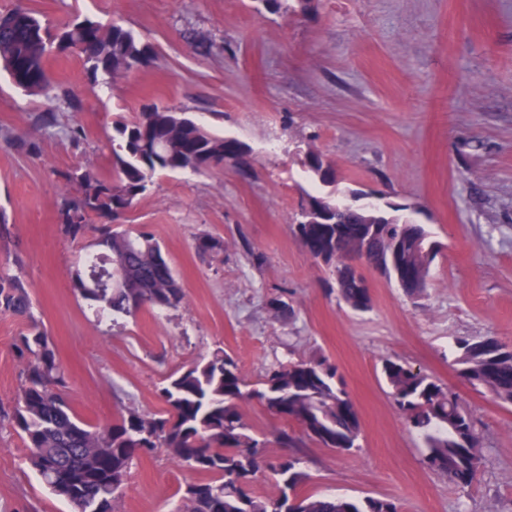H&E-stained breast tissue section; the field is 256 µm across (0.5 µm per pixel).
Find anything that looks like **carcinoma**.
Listing matches in <instances>:
<instances>
[{
	"instance_id": "carcinoma-1",
	"label": "carcinoma",
	"mask_w": 512,
	"mask_h": 512,
	"mask_svg": "<svg viewBox=\"0 0 512 512\" xmlns=\"http://www.w3.org/2000/svg\"><path fill=\"white\" fill-rule=\"evenodd\" d=\"M309 4L310 0H253V10L259 15H298L306 13ZM63 53L81 57L93 84L100 77L109 83L152 59L151 46L116 23L85 17L53 31L23 7L0 15V68L24 92L55 99L47 61ZM112 128L116 136L111 174L92 167L61 173L76 190L58 212L60 232L74 241L99 233L91 256L81 258L70 271L71 288L95 312L106 310L114 317L177 308L185 293L153 234L143 226L103 229L94 220L128 210L158 174L224 165L230 142L189 114L158 105L129 119H116ZM302 165L312 180L336 185L334 166L319 152L308 151ZM366 209L363 204L343 209L335 224L292 225L310 255L338 277V295L355 312L370 310L372 303L350 274L352 260L366 261L407 295L422 296L429 276L419 259L430 242L425 226L378 224L375 236L359 241L354 229L366 220ZM397 236L404 246L403 260L417 268L410 286L393 277L384 245L385 239ZM97 267L112 271L127 287H89L88 271ZM29 288L20 275L0 270V312L29 321L15 343L22 366L20 387L5 417L42 482L71 506V512H117L134 459L157 448L209 476L187 485L173 512H400L388 499L301 492L308 477L298 469L299 449L311 442L349 452L357 447L361 433L354 403L336 366L327 359L278 361L252 385L238 362L217 350L165 379L158 389L163 414L126 407L114 422L94 424L81 418L69 402L65 371L47 331L33 317ZM457 346L460 377L485 389L495 402L512 406V346L495 337L464 338ZM382 374L408 426L423 439L428 467L460 486L472 485L483 456L471 455L470 447L479 443V436L460 395L400 361L385 360ZM254 399L273 416L294 424L275 434L274 443L283 453L274 462L267 457L268 440L244 411ZM264 467L281 488L277 498H261L251 490L253 478Z\"/></svg>"
}]
</instances>
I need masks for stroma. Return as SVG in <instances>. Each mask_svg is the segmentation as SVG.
<instances>
[{"mask_svg": "<svg viewBox=\"0 0 512 512\" xmlns=\"http://www.w3.org/2000/svg\"><path fill=\"white\" fill-rule=\"evenodd\" d=\"M52 28L89 16L131 29L154 48L145 67L92 87L76 55L48 60L60 91L29 96L0 71V266H19L33 314L69 376L74 410L108 424L122 408L162 414L170 374L221 349L250 381L277 361L324 357L342 376L361 422L358 446L302 451L306 491L394 500L401 512H512V407L458 374L454 343L512 344V0H316L303 16L256 14L251 0H0ZM150 104L189 113L243 142L247 173L224 166L161 174L118 222L146 226L186 298L178 308L99 321L71 288L84 241L64 237L59 174L87 164L112 172V122ZM53 110L59 128L38 113ZM85 136L71 139L67 128ZM37 146L28 153L27 143ZM336 169L341 192L364 190L408 206L438 254L422 297L373 277V308L340 300L328 268L291 224L310 184L306 149ZM220 251L202 253V235ZM287 304L273 320L271 300ZM22 320L0 313V408L15 398ZM397 359L456 389L480 437L477 483L426 467L422 439L381 374ZM199 473L165 449L137 458L119 512H171ZM0 421V512H69Z\"/></svg>", "mask_w": 512, "mask_h": 512, "instance_id": "35a3bbf8", "label": "stroma"}]
</instances>
